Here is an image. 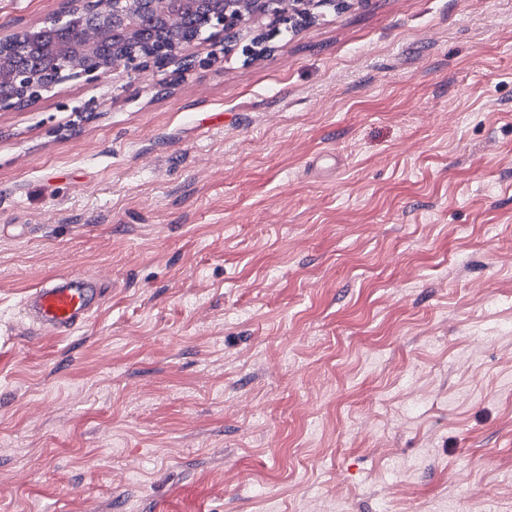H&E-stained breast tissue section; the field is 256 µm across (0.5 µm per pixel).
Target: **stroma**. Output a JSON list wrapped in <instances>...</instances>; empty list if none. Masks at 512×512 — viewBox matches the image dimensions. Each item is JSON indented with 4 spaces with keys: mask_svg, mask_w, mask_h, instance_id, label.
<instances>
[{
    "mask_svg": "<svg viewBox=\"0 0 512 512\" xmlns=\"http://www.w3.org/2000/svg\"><path fill=\"white\" fill-rule=\"evenodd\" d=\"M270 30L0 111V512H512V0ZM102 292L97 283L54 278L33 289L25 309L40 328L57 334H71L97 310Z\"/></svg>",
    "mask_w": 512,
    "mask_h": 512,
    "instance_id": "1",
    "label": "stroma"
}]
</instances>
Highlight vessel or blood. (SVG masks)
<instances>
[{
	"instance_id": "vessel-or-blood-1",
	"label": "vessel or blood",
	"mask_w": 512,
	"mask_h": 512,
	"mask_svg": "<svg viewBox=\"0 0 512 512\" xmlns=\"http://www.w3.org/2000/svg\"><path fill=\"white\" fill-rule=\"evenodd\" d=\"M101 301L97 283L56 278L33 289L25 309L40 328L68 335L98 309Z\"/></svg>"
}]
</instances>
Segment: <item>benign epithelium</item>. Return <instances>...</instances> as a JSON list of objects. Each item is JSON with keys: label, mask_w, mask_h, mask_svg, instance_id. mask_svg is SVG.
Here are the masks:
<instances>
[{"label": "benign epithelium", "mask_w": 512, "mask_h": 512, "mask_svg": "<svg viewBox=\"0 0 512 512\" xmlns=\"http://www.w3.org/2000/svg\"><path fill=\"white\" fill-rule=\"evenodd\" d=\"M189 2L202 14L204 26L212 30L211 37L217 38L264 17L271 19L273 25L294 28L310 19L314 10L346 0H102L96 26L87 29L84 23H79L75 43L54 39L53 30L60 25L55 17L25 28L30 38L48 43L51 65L47 74L18 73L8 56L12 37L0 35V82H12L20 94L34 98L73 78L98 79L119 69L144 73L151 68L172 65L198 39V35L184 31L181 26V15ZM148 12L155 13L170 29L169 45L154 53L127 50V45L137 41L139 15ZM116 31L123 32L124 42L112 41Z\"/></svg>", "instance_id": "obj_1"}]
</instances>
